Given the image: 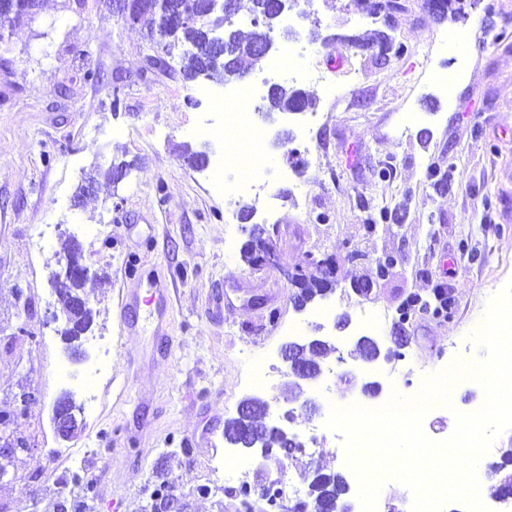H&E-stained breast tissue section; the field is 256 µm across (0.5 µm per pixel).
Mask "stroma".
I'll list each match as a JSON object with an SVG mask.
<instances>
[{"label":"stroma","mask_w":512,"mask_h":512,"mask_svg":"<svg viewBox=\"0 0 512 512\" xmlns=\"http://www.w3.org/2000/svg\"><path fill=\"white\" fill-rule=\"evenodd\" d=\"M401 2L385 28L397 46L385 62L333 42L373 27L353 0H298L283 14L294 42H311L315 29L328 38L298 74L279 77L317 105L263 121L255 151L266 162L265 192L247 202L215 190L206 171L182 161L181 147L206 143L211 158L224 155L226 139L215 133L223 103L273 59L247 67L239 82L185 81L180 58L153 66L162 50L144 23L102 0L66 9L43 0L35 21L13 28L0 57V412L13 415L6 436L28 449L0 478V512H56L62 502L67 512H152L162 481L183 512H245L241 496L209 488L214 458L230 451L250 463L252 487L282 476L302 499L313 469L340 473L352 512H363L358 477L325 427L332 407L411 397L455 360L485 358L472 333L512 279V0H452L442 16L427 0ZM459 31L468 41L461 63L442 49ZM89 67L101 83L85 80ZM316 71L328 84L312 80ZM455 71L449 94L440 79ZM120 161L129 167L119 184L75 203L93 165ZM249 222L265 229L275 261L242 259ZM71 236L90 268L84 292L96 311L73 347L48 318L50 274ZM309 255L333 258L336 284L298 309L285 271ZM142 264L172 290L165 350L150 326L127 330L115 315L128 272ZM440 286L453 291L450 315L427 312L397 328L402 302ZM219 293L229 304L216 323L208 307ZM291 325L299 338L327 336L336 347L328 373L305 384L312 409L284 390L279 351ZM399 329L408 337L399 357L370 365L357 355V336L388 345ZM267 360L275 376L251 386ZM348 371L371 374L379 395L348 386ZM31 386L37 399L17 410V394ZM66 394L80 428L64 440L52 410ZM250 396L268 404L267 425L286 423L302 441L322 432L321 452L295 465L231 449L224 422ZM484 399L480 385L458 383L430 432L451 435L456 412Z\"/></svg>","instance_id":"1"}]
</instances>
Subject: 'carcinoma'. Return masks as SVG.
<instances>
[{"label": "carcinoma", "mask_w": 512, "mask_h": 512, "mask_svg": "<svg viewBox=\"0 0 512 512\" xmlns=\"http://www.w3.org/2000/svg\"><path fill=\"white\" fill-rule=\"evenodd\" d=\"M134 2L139 20H145L148 23L150 39L157 41L162 46L166 56L172 58L177 54L182 55V60L185 61L183 74L187 80L193 78L199 70L205 67L211 69L213 79L228 80L241 75L240 64L243 60L248 59L255 64L262 62V54L258 50V46L263 41L265 32L254 27L244 31L234 27L232 19L226 16L206 13L204 0H174L181 15L195 19L192 24L182 25L169 20H161V0H134ZM29 16L31 13L25 0H18L12 15L3 20L0 19V38ZM216 28L224 30V41L219 56L214 58L208 53L205 38L209 30ZM337 41L353 45L362 43L368 46L375 43L381 48L386 45L385 35L381 33H375L366 38L343 36L337 38ZM189 43L199 46V54L191 56L182 54L183 46ZM314 107V97L305 90L278 84L274 86L266 99L263 113L305 112ZM269 249L270 242L264 238L263 230L256 226L250 233V239L244 247L243 255L247 261L254 262L261 253ZM83 285L84 281L80 279L70 282H54L59 305L72 316V320L79 326L83 324L87 326L90 323L88 315L73 306V298L79 294ZM333 285L334 282L325 278L310 277L301 290L300 303L304 304L312 300L315 296L333 288ZM246 404L250 408L249 420L235 418L224 423L226 442L232 446L235 445L238 435L244 430H249L263 441L266 447L286 448L288 449V459L293 462L298 461L299 457L295 453V449L301 447V441L297 438L291 442L286 441L262 422L264 401L259 398H250L246 400ZM503 468L512 470V446L502 449L500 460L491 464L492 494L497 497L502 495L503 486L498 480L496 471ZM311 488L313 498L307 503V507L311 509V512H328L334 499L342 495L344 481L338 473H324L316 470L313 473Z\"/></svg>", "instance_id": "cac0c4a2"}]
</instances>
